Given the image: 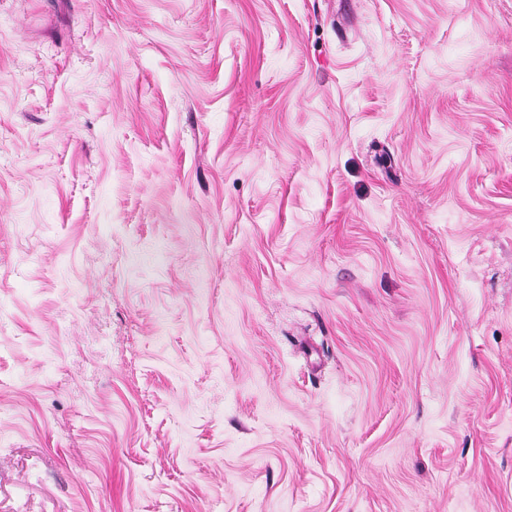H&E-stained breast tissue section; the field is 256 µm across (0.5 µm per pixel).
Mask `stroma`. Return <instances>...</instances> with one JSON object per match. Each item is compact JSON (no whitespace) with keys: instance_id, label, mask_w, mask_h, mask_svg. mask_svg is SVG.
Instances as JSON below:
<instances>
[{"instance_id":"1","label":"stroma","mask_w":512,"mask_h":512,"mask_svg":"<svg viewBox=\"0 0 512 512\" xmlns=\"http://www.w3.org/2000/svg\"><path fill=\"white\" fill-rule=\"evenodd\" d=\"M0 512H512V0H0Z\"/></svg>"}]
</instances>
